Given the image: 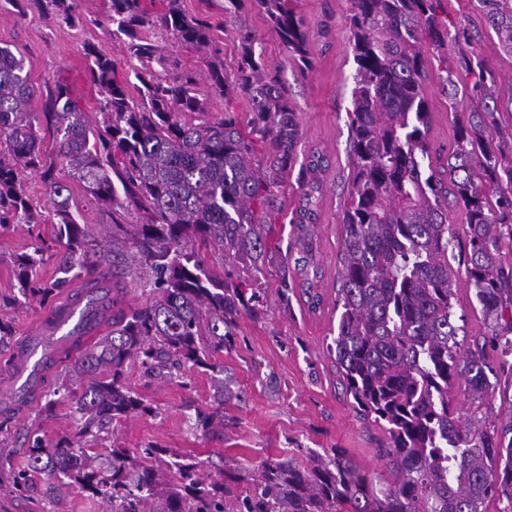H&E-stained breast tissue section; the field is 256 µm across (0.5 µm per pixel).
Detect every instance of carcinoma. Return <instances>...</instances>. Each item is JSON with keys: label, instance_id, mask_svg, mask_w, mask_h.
<instances>
[{"label": "carcinoma", "instance_id": "1", "mask_svg": "<svg viewBox=\"0 0 512 512\" xmlns=\"http://www.w3.org/2000/svg\"><path fill=\"white\" fill-rule=\"evenodd\" d=\"M259 8L288 51L310 65L305 23L294 0H228ZM72 27L76 0H28ZM146 0H111L113 34L126 37L128 72L118 79L111 57L85 46L88 77L97 88L103 124H89L68 86L55 81L47 112L32 109L36 88L19 52L0 46V227L40 224L23 189L27 172L41 174L52 198L51 223L65 247L52 282L34 274L36 254L14 261L18 293L48 300L60 288L91 276V235L78 221L71 190L54 178L56 164L109 211L112 254H126L147 270L152 297L123 310L120 297L90 298V320L112 330L96 336L69 361L68 380L84 382L75 396L83 424L49 444L35 434L17 489L44 474L112 500V512H512V425L492 420L501 378L490 361L512 355V141L499 128L497 75L465 57L441 77L450 99L461 92L480 101L455 113L447 159L428 138L427 53L448 64V22L434 0H351L348 17L356 68L348 194L342 211L340 310L329 346L356 412L385 427L377 449L387 474L372 476L339 448L306 463H262L247 486L232 488L224 474L206 475L200 463L177 459L169 448L132 452L118 445L106 458L89 453L93 430L151 408L126 381L127 366L172 380L187 365L222 374L215 355L233 343L238 321L258 320L267 307L268 237L276 220L275 193L293 171L301 191L294 272L310 308L318 262L311 237L319 163L297 165L301 129L286 87L264 75L254 36L239 29L235 83L224 77L221 50L208 20L186 15L167 0L155 16ZM500 49L512 56V0H476ZM159 29L175 43L207 52L208 85L221 97H246V120L227 106L209 115L199 98L198 74L179 69L143 35ZM58 135L56 160H44L41 120ZM467 223H450L449 208ZM218 255L217 277L196 246ZM485 324L484 336L463 346V317L455 311L459 273ZM464 381L468 406L452 395Z\"/></svg>", "mask_w": 512, "mask_h": 512}]
</instances>
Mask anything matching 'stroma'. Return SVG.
Listing matches in <instances>:
<instances>
[{"mask_svg": "<svg viewBox=\"0 0 512 512\" xmlns=\"http://www.w3.org/2000/svg\"><path fill=\"white\" fill-rule=\"evenodd\" d=\"M77 5L82 23L67 27L36 8L20 13L7 0H0V46L24 55L36 88L35 111H42L56 79L61 78L96 125L102 117L98 94L86 76L88 60L83 46L93 44L117 60L123 59L125 46L103 22L109 0H77ZM181 8L186 15L204 16L211 22V37L222 50L228 80H235L237 74L238 30L245 28L253 33L265 73L285 84L299 115V160L307 161L314 151L328 159L321 175L323 190L313 228L321 271L318 286L324 302L312 311L299 294H292L285 305L277 293L288 261L295 254L292 222L299 205V189L291 178L277 193L281 215L270 239L268 312L260 320L241 319L233 347L217 356L225 376L240 394L239 400L225 403L223 426L205 432L194 427L198 414L211 413L217 406L210 371L193 368L181 377L161 381L145 376L134 365L128 369V383L151 406V413L112 423L90 444L100 453L115 443L133 451L149 444L169 448L200 461L205 473L224 468L241 487L265 460L292 457L302 461L310 454L334 448L346 450L366 471L383 473L375 450L387 442L388 435L352 408L327 348L337 330L334 299L340 286L341 216L350 169L347 113L356 69L348 20L351 0H294L295 11L306 23L312 59L308 67L289 53L256 8L228 12L224 0H181ZM435 8L451 26L449 64L474 56L486 60L498 72L501 127L504 133H511L512 56L502 53L494 32L472 0H436ZM425 92L431 111L429 139L444 154L454 140L455 112L469 111L474 101L467 96L449 99L434 64L429 67ZM54 174L69 185L80 221L87 224L93 239L107 240L108 212L89 201L66 169L55 168ZM23 188L43 221L0 228V320L8 322L13 332L8 342L0 344V362L61 302L57 295L44 303L36 299L20 305L11 302L17 288L15 256L40 247L43 261L38 275L48 282L55 277L63 250L48 221L51 203L40 175L26 174ZM63 373V367L52 368L43 389L28 398L24 406L15 408L10 421L0 427V505L13 506L14 512H112L110 501L85 497L74 488L62 490L43 474L35 475L25 490L15 489L12 484L14 474L26 464L27 435L36 433L52 442L76 434L81 426L80 416L69 400L53 403L52 411L44 409L50 393L62 385Z\"/></svg>", "mask_w": 512, "mask_h": 512, "instance_id": "stroma-1", "label": "stroma"}]
</instances>
